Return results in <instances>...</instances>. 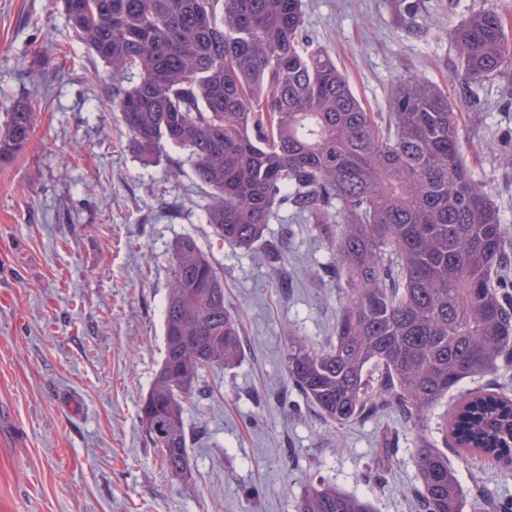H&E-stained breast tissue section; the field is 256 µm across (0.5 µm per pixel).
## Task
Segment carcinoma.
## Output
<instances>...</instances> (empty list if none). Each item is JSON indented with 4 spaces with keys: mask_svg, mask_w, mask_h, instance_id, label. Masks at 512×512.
<instances>
[{
    "mask_svg": "<svg viewBox=\"0 0 512 512\" xmlns=\"http://www.w3.org/2000/svg\"><path fill=\"white\" fill-rule=\"evenodd\" d=\"M77 39L115 72L137 76L115 102L144 164L187 152L207 189L216 240L248 249L283 205L316 221L331 246L323 267L344 285L334 336L288 337L287 379L327 421L345 425L383 403L421 426L463 380L512 354L506 225L463 159L452 99L422 76L397 81L379 123L329 52L306 38L302 0H61ZM462 79L512 75V34L491 5L448 29ZM22 103L0 132V166L29 144ZM164 357L139 409L171 476H190L185 414L199 382L243 356L224 280L196 239L175 245ZM451 437L512 466V398L468 397ZM414 458L423 512H464L448 461L424 432ZM295 512H374L323 480Z\"/></svg>",
    "mask_w": 512,
    "mask_h": 512,
    "instance_id": "carcinoma-1",
    "label": "carcinoma"
}]
</instances>
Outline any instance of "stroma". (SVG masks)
<instances>
[{
    "label": "stroma",
    "mask_w": 512,
    "mask_h": 512,
    "mask_svg": "<svg viewBox=\"0 0 512 512\" xmlns=\"http://www.w3.org/2000/svg\"><path fill=\"white\" fill-rule=\"evenodd\" d=\"M303 0L363 107L385 118L396 80L422 75L463 96L449 25L488 4L512 26V0ZM134 76L109 69L72 34L59 0H0V126L18 102L30 144L0 167V512H295L309 482L418 512L417 429L388 408L330 424L285 375L289 333L330 336L341 285L313 221L284 207L265 241L214 246L208 200L186 153L145 165L112 108ZM477 93L456 118L464 158L512 228V81ZM193 236L224 277L243 339L240 363L203 377L185 415L191 477L168 474L139 408L163 358L175 243ZM284 245V259L267 251ZM512 396V362L466 379L426 421L436 431L468 393ZM448 458L474 512L512 501V477L472 455Z\"/></svg>",
    "instance_id": "35a3bbf8"
}]
</instances>
